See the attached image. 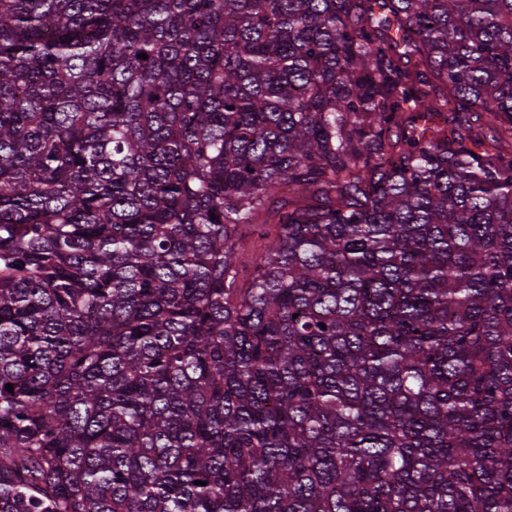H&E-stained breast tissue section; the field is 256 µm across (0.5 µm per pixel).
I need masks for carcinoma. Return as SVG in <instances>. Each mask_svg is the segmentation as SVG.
I'll return each instance as SVG.
<instances>
[{
    "mask_svg": "<svg viewBox=\"0 0 512 512\" xmlns=\"http://www.w3.org/2000/svg\"><path fill=\"white\" fill-rule=\"evenodd\" d=\"M469 112L512 0H0V512H512Z\"/></svg>",
    "mask_w": 512,
    "mask_h": 512,
    "instance_id": "carcinoma-1",
    "label": "carcinoma"
}]
</instances>
